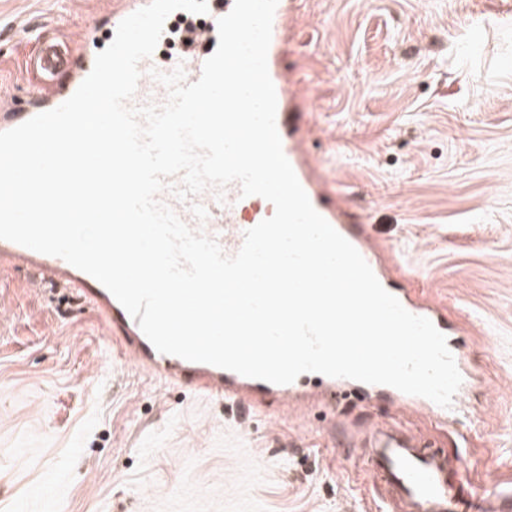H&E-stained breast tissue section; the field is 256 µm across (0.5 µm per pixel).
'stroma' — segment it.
I'll return each mask as SVG.
<instances>
[{
  "label": "stroma",
  "mask_w": 512,
  "mask_h": 512,
  "mask_svg": "<svg viewBox=\"0 0 512 512\" xmlns=\"http://www.w3.org/2000/svg\"><path fill=\"white\" fill-rule=\"evenodd\" d=\"M108 0H0V93L30 107L29 32L72 44ZM280 62L327 190L464 320L457 421L378 397L285 413L119 360L93 309L0 271V512H379L331 435L401 424L512 491V0H294Z\"/></svg>",
  "instance_id": "stroma-1"
}]
</instances>
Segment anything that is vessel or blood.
I'll return each mask as SVG.
<instances>
[{
	"mask_svg": "<svg viewBox=\"0 0 512 512\" xmlns=\"http://www.w3.org/2000/svg\"><path fill=\"white\" fill-rule=\"evenodd\" d=\"M233 3L234 0H217L212 20L190 34L178 58L162 64L154 58L141 62L142 76L131 106L166 103L168 92L151 77L152 68L167 73L180 65L186 81L199 79L205 60L218 46L217 20L230 12ZM288 13V0H278L268 52V69L277 94L276 126L284 154L316 211L359 251L370 267H377L382 247L371 240L364 228L349 224L338 202L323 191L303 149L300 135L303 115L288 109L293 96L292 84L278 66L279 48L288 35ZM92 35V30H85L71 49L52 39L38 38L34 62L42 79L31 88L32 107L26 112L13 111L10 98L1 95L0 132L58 107L74 94L94 66L96 53L90 47ZM158 199L170 206L189 227L214 237L229 256L240 250L245 231L274 213L273 205L266 199L257 195L241 196L236 183L226 186L220 195L209 188L190 200L181 201L165 190ZM5 265L23 272L32 286L51 283L75 293L108 326L122 354L164 384L186 387L209 399L246 403L256 408L272 396L288 400L296 389L292 383L272 384L208 363L160 353L144 335L137 320L102 284L61 258L0 239V266ZM392 294L407 311L429 319L440 332H447L446 316L429 296L409 287L393 289ZM316 380V397L331 408L339 404L342 395L335 379L320 374ZM352 445L357 448V457L374 486L383 489L386 512H512L511 491L489 497L461 494L449 479L450 474L459 471L460 461L429 451L421 438L408 430L395 425H377L354 438Z\"/></svg>",
	"mask_w": 512,
	"mask_h": 512,
	"instance_id": "obj_1",
	"label": "vessel or blood"
}]
</instances>
